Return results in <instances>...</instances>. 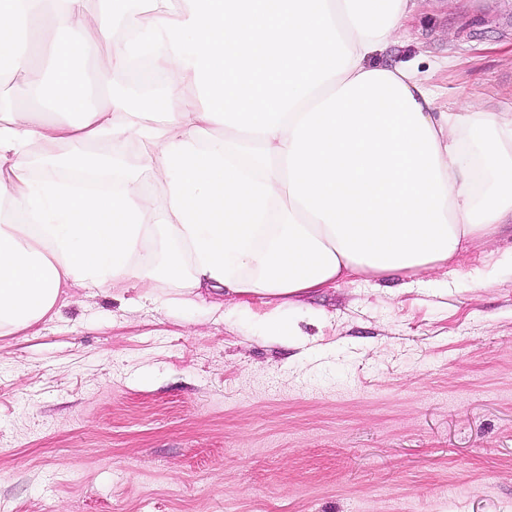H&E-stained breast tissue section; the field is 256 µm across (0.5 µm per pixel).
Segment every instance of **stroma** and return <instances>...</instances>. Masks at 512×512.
Listing matches in <instances>:
<instances>
[{"label": "stroma", "instance_id": "obj_1", "mask_svg": "<svg viewBox=\"0 0 512 512\" xmlns=\"http://www.w3.org/2000/svg\"><path fill=\"white\" fill-rule=\"evenodd\" d=\"M371 61L501 111L512 0H427ZM151 294L71 284L0 335V512H512V230L284 306L286 341Z\"/></svg>", "mask_w": 512, "mask_h": 512}]
</instances>
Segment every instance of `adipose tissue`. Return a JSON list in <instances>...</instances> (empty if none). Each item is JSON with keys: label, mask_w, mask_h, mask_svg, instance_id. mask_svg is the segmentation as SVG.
<instances>
[{"label": "adipose tissue", "mask_w": 512, "mask_h": 512, "mask_svg": "<svg viewBox=\"0 0 512 512\" xmlns=\"http://www.w3.org/2000/svg\"><path fill=\"white\" fill-rule=\"evenodd\" d=\"M105 2L106 18L90 0H53L66 33L51 45L53 99L68 120L0 118L1 336L45 318L68 283L163 279L185 305L200 288L261 301L280 341L272 300L445 266L512 221V108L442 111L416 68L369 62L423 0H144L121 40L128 0ZM42 23L32 0H0V80L35 64ZM107 41L105 73L149 56L166 80L159 107L87 106L70 62ZM104 138L144 143L165 223H143L152 198L137 171L112 192L31 177L33 153L101 170L88 147Z\"/></svg>", "instance_id": "adipose-tissue-1"}]
</instances>
